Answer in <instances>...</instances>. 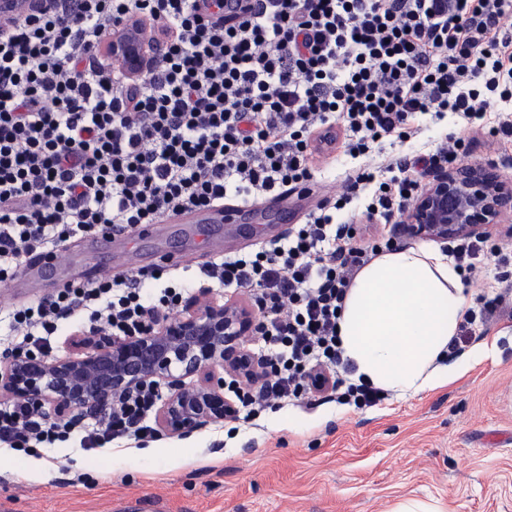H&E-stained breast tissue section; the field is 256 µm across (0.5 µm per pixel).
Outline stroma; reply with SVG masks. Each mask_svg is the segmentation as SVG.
I'll return each mask as SVG.
<instances>
[{
  "mask_svg": "<svg viewBox=\"0 0 512 512\" xmlns=\"http://www.w3.org/2000/svg\"><path fill=\"white\" fill-rule=\"evenodd\" d=\"M190 270L212 258L195 228L165 243ZM456 380L359 409L320 399L93 449L80 435L24 454L0 447V512H512V326L476 330Z\"/></svg>",
  "mask_w": 512,
  "mask_h": 512,
  "instance_id": "35a3bbf8",
  "label": "stroma"
}]
</instances>
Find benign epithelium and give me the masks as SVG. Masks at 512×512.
Returning <instances> with one entry per match:
<instances>
[{"mask_svg":"<svg viewBox=\"0 0 512 512\" xmlns=\"http://www.w3.org/2000/svg\"><path fill=\"white\" fill-rule=\"evenodd\" d=\"M110 48L128 76L139 74L141 54L132 35L116 34ZM511 202L512 184L485 169L435 170L405 213L399 234L440 241L478 235ZM256 319L250 302L200 299L146 335L119 339L100 333L76 341L91 347L89 352L46 359L19 351L0 367V393L64 414L111 407L161 379L169 394L157 409L156 424L167 435L184 436L228 416L232 403L224 396V376L245 384L257 377L259 368L244 349ZM186 377L197 383L186 384Z\"/></svg>","mask_w":512,"mask_h":512,"instance_id":"7a95c632","label":"benign epithelium"}]
</instances>
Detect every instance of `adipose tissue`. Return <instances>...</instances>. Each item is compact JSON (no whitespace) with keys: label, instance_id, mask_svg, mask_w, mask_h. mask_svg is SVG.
Masks as SVG:
<instances>
[{"label":"adipose tissue","instance_id":"ef3b65f1","mask_svg":"<svg viewBox=\"0 0 512 512\" xmlns=\"http://www.w3.org/2000/svg\"><path fill=\"white\" fill-rule=\"evenodd\" d=\"M470 303L451 258L428 244L371 259L348 290L339 320L355 377L398 397L454 379L444 360Z\"/></svg>","mask_w":512,"mask_h":512}]
</instances>
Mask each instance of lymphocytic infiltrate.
<instances>
[{
    "label": "lymphocytic infiltrate",
    "instance_id": "1",
    "mask_svg": "<svg viewBox=\"0 0 512 512\" xmlns=\"http://www.w3.org/2000/svg\"><path fill=\"white\" fill-rule=\"evenodd\" d=\"M28 0L0 16V282L37 253L63 256L71 239L144 224L232 198L315 185L316 164L380 153L334 196L316 200L288 234L203 267L245 292L260 317L248 345L263 363L255 388L233 386L237 412L333 393L358 408L384 391L352 380L338 321L359 269L391 249L424 176L451 169L482 136L512 143V0ZM148 30L139 76L121 74L109 43ZM455 114L432 151L388 154L425 115ZM475 273L496 256L501 294L467 310L449 353L476 325L512 320L511 258L482 239L447 247ZM186 289L167 269L90 281L16 309L17 349L47 356L63 320L141 336L178 314ZM160 398L147 386L92 422L50 420L42 408L0 402V445L32 450L83 427L85 448L154 434Z\"/></svg>",
    "mask_w": 512,
    "mask_h": 512
}]
</instances>
